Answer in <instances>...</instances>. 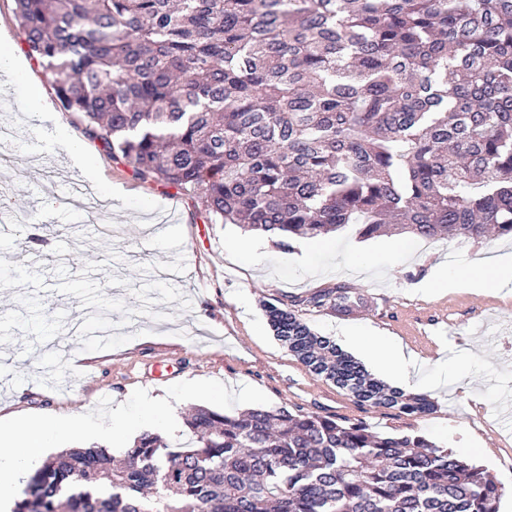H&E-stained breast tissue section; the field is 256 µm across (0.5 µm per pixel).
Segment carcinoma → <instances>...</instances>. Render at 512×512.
<instances>
[{
	"instance_id": "obj_1",
	"label": "carcinoma",
	"mask_w": 512,
	"mask_h": 512,
	"mask_svg": "<svg viewBox=\"0 0 512 512\" xmlns=\"http://www.w3.org/2000/svg\"><path fill=\"white\" fill-rule=\"evenodd\" d=\"M28 55L132 177L193 191L212 224L281 250L370 238L512 237V0H14ZM352 307L338 288L311 298ZM313 374L376 407L433 403L372 377L269 300ZM142 434L120 463L70 448L13 512H499L483 469L422 436L254 408Z\"/></svg>"
}]
</instances>
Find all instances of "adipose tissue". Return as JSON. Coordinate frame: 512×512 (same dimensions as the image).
I'll return each instance as SVG.
<instances>
[{
	"mask_svg": "<svg viewBox=\"0 0 512 512\" xmlns=\"http://www.w3.org/2000/svg\"><path fill=\"white\" fill-rule=\"evenodd\" d=\"M512 283V258L498 255L478 268L460 272L448 264H436L432 284L438 288H472L484 292ZM87 416L57 414L30 422L23 417H0V512H8L17 497L18 481L36 461L42 449L61 438L91 435Z\"/></svg>",
	"mask_w": 512,
	"mask_h": 512,
	"instance_id": "obj_1",
	"label": "adipose tissue"
}]
</instances>
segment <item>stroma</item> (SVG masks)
Listing matches in <instances>:
<instances>
[{"mask_svg":"<svg viewBox=\"0 0 512 512\" xmlns=\"http://www.w3.org/2000/svg\"><path fill=\"white\" fill-rule=\"evenodd\" d=\"M14 0H0V40L13 44L37 89L0 112L13 135L0 148V417L84 412L109 425L154 398L168 409L158 433L194 442L184 415L196 406L236 414L250 391L256 406L284 407L371 431L425 436L489 473L512 512V295L467 288L425 294L434 264L480 265L512 251L495 235L429 244L406 235L360 237L353 227L310 243L306 261L234 224L208 223L194 192L132 177L100 144L84 140L81 118L64 111L19 32ZM82 144L93 173L59 143ZM108 224L112 234H91ZM41 239L32 242V231ZM348 289L350 310L310 297ZM276 299L318 335L353 353L387 338L417 354L418 377L466 374L428 392L431 411L406 414L361 404L317 378L274 336L262 308ZM170 373L151 375L155 363Z\"/></svg>","mask_w":512,"mask_h":512,"instance_id":"35a3bbf8","label":"stroma"}]
</instances>
